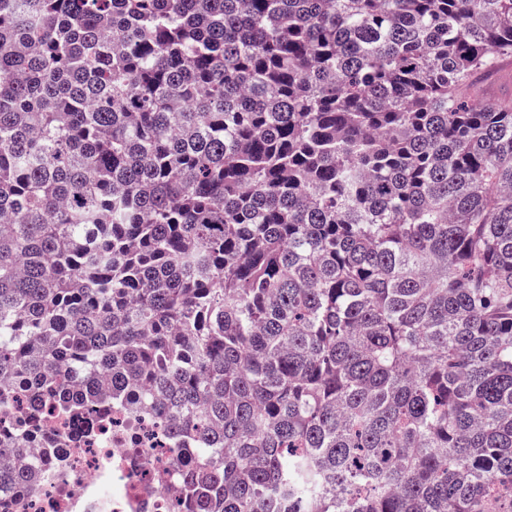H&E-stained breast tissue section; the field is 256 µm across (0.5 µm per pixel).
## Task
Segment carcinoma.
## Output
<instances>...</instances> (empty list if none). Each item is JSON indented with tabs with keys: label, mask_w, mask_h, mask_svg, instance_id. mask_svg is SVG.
<instances>
[{
	"label": "carcinoma",
	"mask_w": 512,
	"mask_h": 512,
	"mask_svg": "<svg viewBox=\"0 0 512 512\" xmlns=\"http://www.w3.org/2000/svg\"><path fill=\"white\" fill-rule=\"evenodd\" d=\"M511 57L512 0H0V379L140 397L195 512H512ZM471 101L483 104L498 103L503 99L512 100V58L500 63L497 72L480 79L470 90Z\"/></svg>",
	"instance_id": "obj_1"
}]
</instances>
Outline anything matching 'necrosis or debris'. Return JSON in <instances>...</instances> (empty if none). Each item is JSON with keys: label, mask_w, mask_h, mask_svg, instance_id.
I'll return each instance as SVG.
<instances>
[{"label": "necrosis or debris", "mask_w": 512, "mask_h": 512, "mask_svg": "<svg viewBox=\"0 0 512 512\" xmlns=\"http://www.w3.org/2000/svg\"><path fill=\"white\" fill-rule=\"evenodd\" d=\"M26 427L29 464L44 473L37 494L19 491L20 512H187L175 443L155 413L89 404L32 412L25 398L0 411V431Z\"/></svg>", "instance_id": "4bbe7bcc"}]
</instances>
